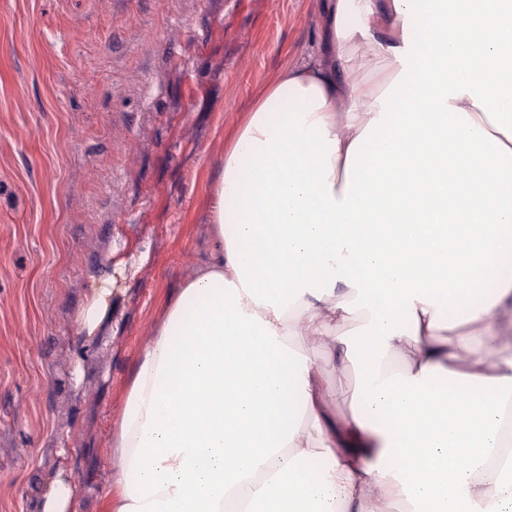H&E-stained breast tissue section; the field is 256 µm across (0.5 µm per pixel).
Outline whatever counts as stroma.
Instances as JSON below:
<instances>
[{"label": "stroma", "mask_w": 512, "mask_h": 512, "mask_svg": "<svg viewBox=\"0 0 512 512\" xmlns=\"http://www.w3.org/2000/svg\"><path fill=\"white\" fill-rule=\"evenodd\" d=\"M321 0H0V512L71 467L107 512L111 429L167 304L208 260L224 144L317 49ZM112 279L96 336L75 318ZM324 369L336 408L354 369Z\"/></svg>", "instance_id": "35a3bbf8"}]
</instances>
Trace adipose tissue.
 <instances>
[{
	"label": "adipose tissue",
	"instance_id": "adipose-tissue-1",
	"mask_svg": "<svg viewBox=\"0 0 512 512\" xmlns=\"http://www.w3.org/2000/svg\"><path fill=\"white\" fill-rule=\"evenodd\" d=\"M321 29L227 142L212 256L129 378L110 512H512L486 457L512 400V0H323ZM307 342L359 373L340 415Z\"/></svg>",
	"mask_w": 512,
	"mask_h": 512
}]
</instances>
